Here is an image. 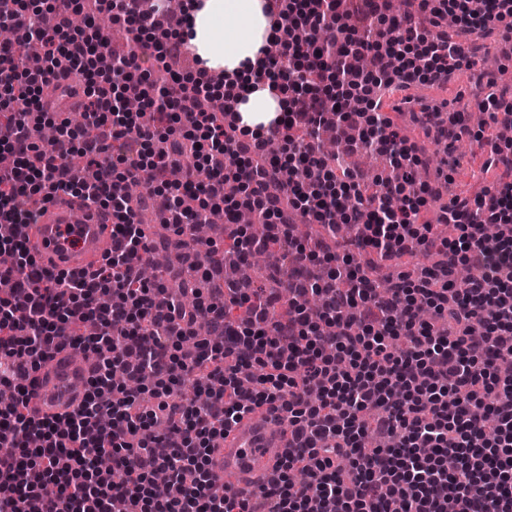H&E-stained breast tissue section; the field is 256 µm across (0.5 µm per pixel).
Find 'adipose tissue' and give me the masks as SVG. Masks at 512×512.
<instances>
[{
  "label": "adipose tissue",
  "instance_id": "1",
  "mask_svg": "<svg viewBox=\"0 0 512 512\" xmlns=\"http://www.w3.org/2000/svg\"><path fill=\"white\" fill-rule=\"evenodd\" d=\"M190 18L188 44L204 67L249 88L237 106L241 126L266 130L279 113L287 111L289 98L271 94L266 85L255 81L253 65L268 47L271 34L264 0H202Z\"/></svg>",
  "mask_w": 512,
  "mask_h": 512
}]
</instances>
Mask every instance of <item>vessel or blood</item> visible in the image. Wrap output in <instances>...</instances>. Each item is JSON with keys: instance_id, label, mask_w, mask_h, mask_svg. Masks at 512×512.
Instances as JSON below:
<instances>
[{"instance_id": "vessel-or-blood-1", "label": "vessel or blood", "mask_w": 512, "mask_h": 512, "mask_svg": "<svg viewBox=\"0 0 512 512\" xmlns=\"http://www.w3.org/2000/svg\"><path fill=\"white\" fill-rule=\"evenodd\" d=\"M113 222L110 212L90 211L63 196L49 202L36 223L23 225L21 232L44 269L79 272L111 249ZM91 367L83 354L67 348L55 352L26 380L29 412L42 418L71 411L84 396ZM287 439V427L273 409L262 406L245 416L212 457V472L225 493L241 498L270 486L279 474L277 451Z\"/></svg>"}]
</instances>
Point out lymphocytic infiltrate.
<instances>
[{
    "label": "lymphocytic infiltrate",
    "instance_id": "lymphocytic-infiltrate-1",
    "mask_svg": "<svg viewBox=\"0 0 512 512\" xmlns=\"http://www.w3.org/2000/svg\"><path fill=\"white\" fill-rule=\"evenodd\" d=\"M83 2L54 0L31 12L25 0H0V25L23 32L44 58L31 70L0 47V105L20 106L0 124V151L11 157L0 167V224L30 223L51 192L118 219L111 249L78 273L49 272L20 234L0 235V252L12 256L0 266V385L13 391L0 404V512H512V377L500 373L512 361V180L452 200L440 221L458 234L434 236L415 217L441 190L417 179V144L382 111L384 94L447 81L464 63L447 17L469 34L496 29L512 38V0H418V14L394 18L383 0L345 11L340 0H266L280 54L265 56L256 75L291 93L292 106L248 138L237 113L198 111L197 97L213 95L216 84L205 69L170 73L159 85L129 73L141 61L167 67L185 44L186 13L169 12L164 0H94L137 46L103 70L93 57L108 53V39L70 25ZM323 27L335 44L306 54L298 31ZM366 56L376 61L370 92L356 97ZM68 75L100 140L80 139L64 119L52 142L31 143L45 90ZM130 90L167 132L123 111ZM326 125L347 148L385 154L403 179L370 197L347 173L349 205L326 192L335 180L321 154ZM292 127L307 135L277 164L269 138ZM115 145L120 154L108 157ZM76 153L98 169L96 181L70 165ZM170 158L184 170L176 184L161 176ZM227 180L244 188L223 199ZM140 182L141 199L118 190ZM389 198L397 208L386 207ZM151 205L179 236L223 209L237 259L271 244L280 250L287 295L227 282L188 305L144 284L138 210ZM345 207L356 232L343 255L309 248L289 231L300 217L333 234ZM243 209L267 225L265 239L238 224ZM356 249L388 261L426 252L436 261L383 290L354 266ZM461 267L472 272L464 283L455 278ZM234 306L246 309L237 324L228 319ZM189 339L193 347L184 348ZM66 347L93 359L82 402L61 417L29 415L26 376ZM263 404L283 414L292 439L277 480L238 500L212 474L211 454Z\"/></svg>",
    "mask_w": 512,
    "mask_h": 512
}]
</instances>
